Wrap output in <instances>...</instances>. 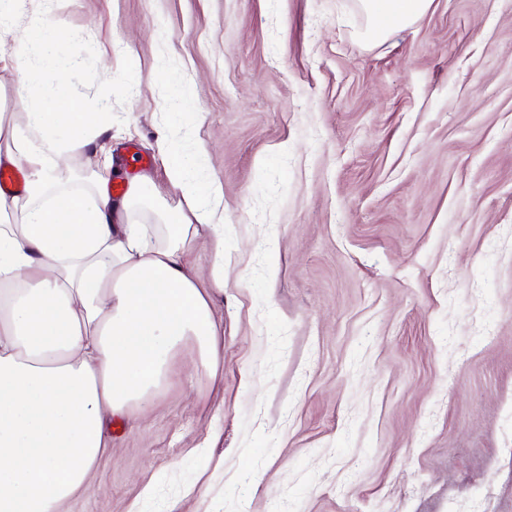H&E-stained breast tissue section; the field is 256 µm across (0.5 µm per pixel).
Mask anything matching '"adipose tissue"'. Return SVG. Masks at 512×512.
<instances>
[{"label": "adipose tissue", "instance_id": "1", "mask_svg": "<svg viewBox=\"0 0 512 512\" xmlns=\"http://www.w3.org/2000/svg\"><path fill=\"white\" fill-rule=\"evenodd\" d=\"M431 2L360 0L362 42L409 26ZM55 82L23 123L0 125V166L28 170L25 197L0 194V512H59L110 448L112 415L150 400L187 338L209 360L219 337L185 245L210 239V279L223 289L221 185L195 181L160 144L171 186L192 200L161 240L128 220L145 180L118 200L103 185L57 191L60 160L92 143L97 124Z\"/></svg>", "mask_w": 512, "mask_h": 512}]
</instances>
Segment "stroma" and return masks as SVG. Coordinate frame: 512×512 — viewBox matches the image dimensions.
Segmentation results:
<instances>
[{"label": "stroma", "instance_id": "35a3bbf8", "mask_svg": "<svg viewBox=\"0 0 512 512\" xmlns=\"http://www.w3.org/2000/svg\"><path fill=\"white\" fill-rule=\"evenodd\" d=\"M100 135L65 191L111 156L187 204L157 136L224 189V290L189 263L221 327L61 512H512V0H432L365 44L358 0H28ZM31 93L0 69V117Z\"/></svg>", "mask_w": 512, "mask_h": 512}]
</instances>
